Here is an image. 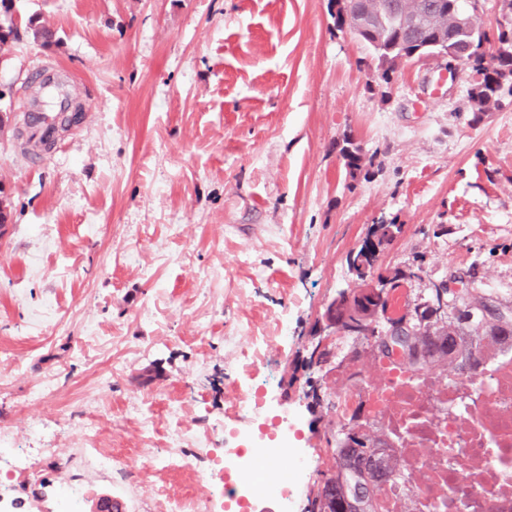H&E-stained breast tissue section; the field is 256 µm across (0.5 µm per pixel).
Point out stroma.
Returning a JSON list of instances; mask_svg holds the SVG:
<instances>
[{
  "label": "stroma",
  "instance_id": "1",
  "mask_svg": "<svg viewBox=\"0 0 512 512\" xmlns=\"http://www.w3.org/2000/svg\"><path fill=\"white\" fill-rule=\"evenodd\" d=\"M32 15L57 45L26 33ZM335 17L336 0H16L22 35L0 50L13 112L47 63L92 106L36 162L0 132V431L30 467L0 472L16 512H63V478L80 512L103 494L129 512L201 496L156 458L178 429L222 469L249 425L232 385L250 381L294 409L316 462L294 483L303 512L334 464L336 365L371 360L319 327L374 225L402 226L377 272H418L394 311L459 276L512 302V96L475 115V71L442 85L443 61L417 57L382 83Z\"/></svg>",
  "mask_w": 512,
  "mask_h": 512
}]
</instances>
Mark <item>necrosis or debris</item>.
Returning <instances> with one entry per match:
<instances>
[{
	"instance_id": "1",
	"label": "necrosis or debris",
	"mask_w": 512,
	"mask_h": 512,
	"mask_svg": "<svg viewBox=\"0 0 512 512\" xmlns=\"http://www.w3.org/2000/svg\"><path fill=\"white\" fill-rule=\"evenodd\" d=\"M359 409L362 433L385 431L409 473L382 486L379 512H405L414 499L423 512H512V351L484 361L474 379L376 360L337 391V424ZM279 418L275 444L249 437L237 452L232 497L271 487L292 503L293 471L269 464L298 457L290 438L293 414L285 409Z\"/></svg>"
}]
</instances>
